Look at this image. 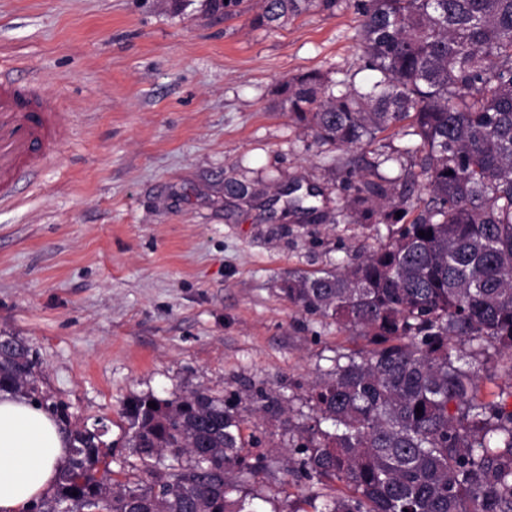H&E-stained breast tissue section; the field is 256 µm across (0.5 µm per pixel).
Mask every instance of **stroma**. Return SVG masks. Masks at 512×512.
<instances>
[{
    "instance_id": "obj_1",
    "label": "stroma",
    "mask_w": 512,
    "mask_h": 512,
    "mask_svg": "<svg viewBox=\"0 0 512 512\" xmlns=\"http://www.w3.org/2000/svg\"><path fill=\"white\" fill-rule=\"evenodd\" d=\"M257 7L226 18L204 0H0V79H36L75 127L0 206V336L30 345L73 423L104 427L115 470L139 462L128 402L204 390L235 404L266 458L245 485L263 512H286L324 492L284 460L307 395L366 341L290 303L283 282L377 241L343 211L346 172L369 174L372 147L319 143L279 90L313 71L363 88L377 74L355 0L279 28L253 25Z\"/></svg>"
}]
</instances>
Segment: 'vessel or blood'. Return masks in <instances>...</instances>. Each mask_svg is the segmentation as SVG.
<instances>
[{"label": "vessel or blood", "mask_w": 512, "mask_h": 512, "mask_svg": "<svg viewBox=\"0 0 512 512\" xmlns=\"http://www.w3.org/2000/svg\"><path fill=\"white\" fill-rule=\"evenodd\" d=\"M71 132L68 114L36 81H0V203H9L23 176L38 175Z\"/></svg>", "instance_id": "1"}]
</instances>
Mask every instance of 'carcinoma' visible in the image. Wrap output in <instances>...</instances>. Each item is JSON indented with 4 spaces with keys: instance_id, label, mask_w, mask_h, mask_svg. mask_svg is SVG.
<instances>
[{
    "instance_id": "obj_1",
    "label": "carcinoma",
    "mask_w": 512,
    "mask_h": 512,
    "mask_svg": "<svg viewBox=\"0 0 512 512\" xmlns=\"http://www.w3.org/2000/svg\"><path fill=\"white\" fill-rule=\"evenodd\" d=\"M206 2L228 17L244 0ZM313 7L336 0H260L253 23ZM360 11L365 67L379 75L371 89L328 94L310 72L283 86L282 105L337 149L407 123L419 172L405 178L423 177L429 200L388 243L284 283L291 303L369 344L311 390L312 424L288 449V471L346 491L289 512H512V410L479 398V371L450 343L469 342L474 358L493 348L512 380V0H363ZM349 188L355 224L398 211L395 181L377 172ZM0 392L36 403L69 435L53 493L30 512H256L244 475L263 465L248 461L232 403L205 392L131 402L127 443L151 480H119L101 429L70 422L14 336H0Z\"/></svg>"
}]
</instances>
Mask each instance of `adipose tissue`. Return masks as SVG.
<instances>
[{
	"instance_id": "adipose-tissue-1",
	"label": "adipose tissue",
	"mask_w": 512,
	"mask_h": 512,
	"mask_svg": "<svg viewBox=\"0 0 512 512\" xmlns=\"http://www.w3.org/2000/svg\"><path fill=\"white\" fill-rule=\"evenodd\" d=\"M68 452V436L48 412L0 393V512H28L53 489Z\"/></svg>"
}]
</instances>
